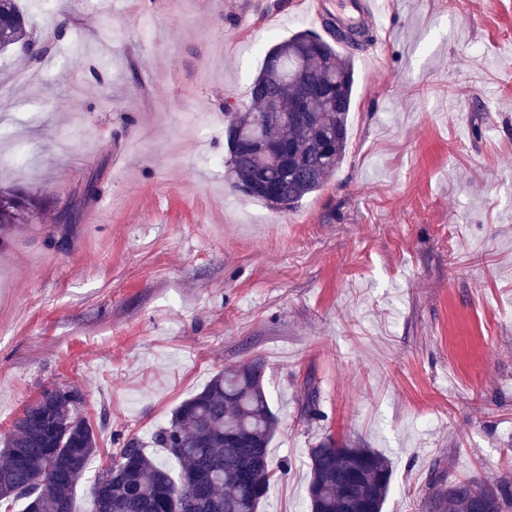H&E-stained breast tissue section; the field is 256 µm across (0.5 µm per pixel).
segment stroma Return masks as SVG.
Instances as JSON below:
<instances>
[{
    "mask_svg": "<svg viewBox=\"0 0 512 512\" xmlns=\"http://www.w3.org/2000/svg\"><path fill=\"white\" fill-rule=\"evenodd\" d=\"M20 6L58 63L0 53V186L40 200L0 239V435L43 389L82 391L100 452L76 512L116 436L175 467L156 429L255 360L289 464L259 512H308L307 451L330 439L390 460L384 512L512 481V0H392L350 52L349 150L285 214L230 189L222 104L347 0Z\"/></svg>",
    "mask_w": 512,
    "mask_h": 512,
    "instance_id": "1",
    "label": "stroma"
}]
</instances>
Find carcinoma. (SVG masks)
I'll list each match as a JSON object with an SVG mask.
<instances>
[{
  "mask_svg": "<svg viewBox=\"0 0 512 512\" xmlns=\"http://www.w3.org/2000/svg\"><path fill=\"white\" fill-rule=\"evenodd\" d=\"M324 29L338 42L359 46L373 40L356 26L336 35V23ZM29 31L18 0H0V50L17 44L31 58ZM339 96L310 99L311 112L291 119L295 105L312 85L336 89ZM355 83L351 59L321 35L299 30L266 54L260 74L250 86L251 107L224 103L226 123L234 122L243 140L260 137L270 145L289 147L288 165L271 156L241 153L226 161L231 187L261 201L272 211L289 212L318 191L335 173L348 150V116ZM259 181L272 186L267 196L244 189ZM35 209L19 195L0 188V233L22 223ZM260 361L216 374L196 395L184 400L156 444L180 464L173 479L160 461L128 438L98 472L92 493L93 512H258L277 472L268 454L278 419L271 409ZM98 446L83 412V396L74 388L45 389L14 419L0 437V509L12 512H74L73 491ZM310 512H383L392 479L389 459L373 448L323 443L308 451ZM486 502L493 512H512V484L466 478L437 490L430 512H476Z\"/></svg>",
  "mask_w": 512,
  "mask_h": 512,
  "instance_id": "carcinoma-1",
  "label": "carcinoma"
}]
</instances>
